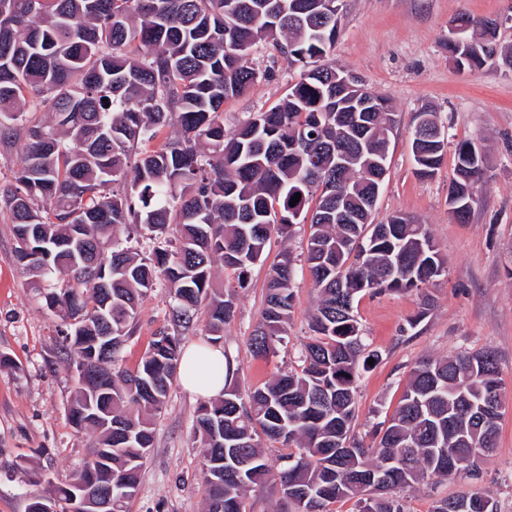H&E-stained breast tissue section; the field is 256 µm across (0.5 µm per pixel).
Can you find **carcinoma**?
I'll list each match as a JSON object with an SVG mask.
<instances>
[{
	"instance_id": "cac0c4a2",
	"label": "carcinoma",
	"mask_w": 512,
	"mask_h": 512,
	"mask_svg": "<svg viewBox=\"0 0 512 512\" xmlns=\"http://www.w3.org/2000/svg\"><path fill=\"white\" fill-rule=\"evenodd\" d=\"M470 37L456 62L471 71L496 59L490 22L455 17ZM336 0H0V136L23 133L25 155L16 185L0 192L14 224L15 257L23 270L69 278L44 289L62 313L61 351L89 362L76 381L68 419L98 434L82 468L34 498L28 512L52 501L67 512L79 486L112 493V512H127L153 425L164 408L182 356L180 336L208 315L217 343L235 313V293L214 286L220 260L243 288L261 261L268 236L309 222L305 261L318 306L311 317L299 371L274 377L243 396L235 387L197 410L207 512H245L247 490L279 484L294 512H331L343 499L358 512H406L399 492L426 475L451 477L448 458L433 449L497 445L500 421L484 405H504L492 350L424 357L388 425L367 446L356 438L357 379L369 368L354 314L358 296L416 290L428 313L434 282L447 274L429 226L398 215L376 224L368 201L386 171V123L392 106L366 116L336 103V72L327 61L336 39ZM273 41L299 79L274 106L249 112L232 132L224 103L274 77L255 68L254 47ZM46 110L50 123L33 112ZM177 126L175 136L165 129ZM445 137L422 140L418 173L441 164ZM455 171L483 179L482 152L469 140L455 149ZM296 205H290L295 194ZM315 207H310L311 202ZM133 224L172 244L140 256L116 229ZM296 258L282 255L267 281L265 308L250 348L276 353L287 333ZM160 282L175 305L137 369L118 366L140 305ZM112 337V363L93 360L95 339ZM281 444L271 469L260 436ZM233 453L243 463L220 461ZM390 465V482L371 491V478ZM481 512L485 497H447L432 512Z\"/></svg>"
}]
</instances>
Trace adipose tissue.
I'll return each mask as SVG.
<instances>
[{
  "label": "adipose tissue",
  "instance_id": "ef3b65f1",
  "mask_svg": "<svg viewBox=\"0 0 512 512\" xmlns=\"http://www.w3.org/2000/svg\"><path fill=\"white\" fill-rule=\"evenodd\" d=\"M229 372L223 350L213 344L187 349L179 365V376L184 387L207 399L223 396Z\"/></svg>",
  "mask_w": 512,
  "mask_h": 512
}]
</instances>
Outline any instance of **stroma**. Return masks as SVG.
Here are the masks:
<instances>
[{"label":"stroma","mask_w":512,"mask_h":512,"mask_svg":"<svg viewBox=\"0 0 512 512\" xmlns=\"http://www.w3.org/2000/svg\"><path fill=\"white\" fill-rule=\"evenodd\" d=\"M500 21L497 42L512 48V0H342L329 60L390 99L398 115L393 130L374 221L401 214L428 225L446 258L448 274L429 290L433 306L419 317L420 297L412 292L364 295L355 304L364 341L380 352L379 363L358 377L355 433L371 442L378 423L389 420L424 356L493 350L505 383L506 410L498 446L479 463L480 475L431 477L406 488L407 512H431L436 500L482 495L497 512H512V68L492 64L478 72L459 67L448 51L449 24L459 14ZM255 67H274L272 80L224 106V127L233 129L244 113L265 110L284 97L293 76L271 41L257 44ZM435 112L447 139L444 160L433 176L416 172L411 131L419 112ZM479 145L486 180L468 223L448 213V185L455 146ZM310 227L272 234L246 287L232 270L216 265L215 285L236 291V313L224 326L220 344L233 365L231 383L241 392L301 366L310 336L317 291L307 266H297L295 302L288 333L274 356L253 357L251 333L265 307L271 268L284 250L301 253ZM14 226L0 212V512H26L32 498L45 496L52 482L77 470L96 436L76 430L67 418L75 380L60 352V317L32 287L18 265ZM174 300L158 287L144 299L132 336L122 345L123 367L135 369L155 332L168 320ZM415 328H408L411 318ZM202 399L174 382L154 424L153 447L128 512H205V485L194 420Z\"/></svg>","instance_id":"1"}]
</instances>
